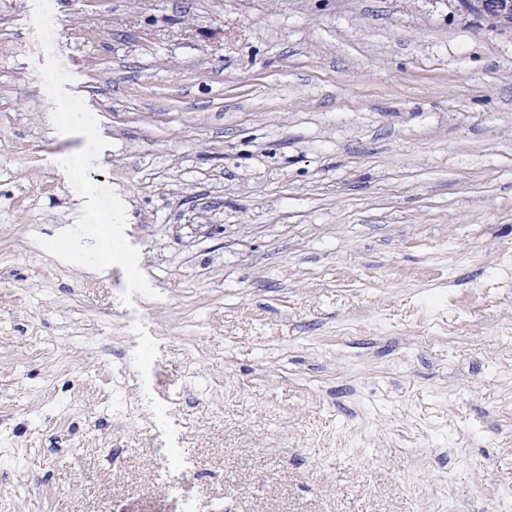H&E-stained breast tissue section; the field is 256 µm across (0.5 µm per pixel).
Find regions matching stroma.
I'll return each instance as SVG.
<instances>
[{
  "mask_svg": "<svg viewBox=\"0 0 512 512\" xmlns=\"http://www.w3.org/2000/svg\"><path fill=\"white\" fill-rule=\"evenodd\" d=\"M156 298L39 245L0 0V512H512V30L458 0H55Z\"/></svg>",
  "mask_w": 512,
  "mask_h": 512,
  "instance_id": "obj_1",
  "label": "stroma"
}]
</instances>
